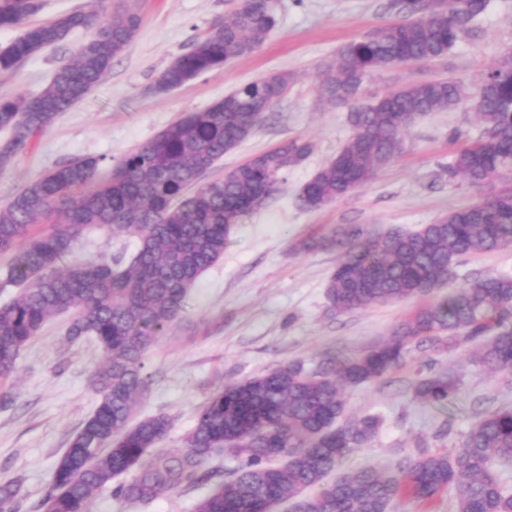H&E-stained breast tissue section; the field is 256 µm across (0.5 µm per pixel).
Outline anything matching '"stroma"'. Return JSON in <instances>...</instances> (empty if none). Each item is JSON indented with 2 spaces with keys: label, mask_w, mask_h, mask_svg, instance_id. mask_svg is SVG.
<instances>
[{
  "label": "stroma",
  "mask_w": 512,
  "mask_h": 512,
  "mask_svg": "<svg viewBox=\"0 0 512 512\" xmlns=\"http://www.w3.org/2000/svg\"><path fill=\"white\" fill-rule=\"evenodd\" d=\"M133 3L142 15L135 40L82 101L0 173V204L57 164L94 155L111 166L183 113L205 108L272 72L292 75L286 94L256 133L225 155L213 177L285 140L314 144L313 153L289 170L273 197L235 226L223 258L191 289L181 321L148 354L151 378L139 414L169 416L173 426L164 446L177 449L198 407L222 386L299 359L312 367L333 352L359 353L386 339L413 310V303L394 302L347 315L331 312L325 287L340 254L334 249L296 252L301 239L344 224H366L375 232L414 230L450 209L496 194L512 184V176L480 188L448 176L460 141L482 133L474 111L462 106L418 118L401 152L352 196L303 209L297 203L302 186L352 134L346 108L321 98L317 74L335 62L344 44L401 20L395 0H277V26L259 50L164 95L150 92L160 72L196 37L232 16L240 0ZM477 27V36L461 37L441 59L375 76L364 85L363 99L437 76L477 84L512 50V0H488ZM88 36V31H74L15 72L0 74V97L39 92L58 67L74 60ZM456 132L461 135L457 142L452 139ZM64 330V318L50 320L4 383L15 407L0 412V483L22 478L20 512H30L43 496L58 458L96 406L91 382L101 351L89 340L67 344ZM430 356L437 369L458 380L451 412L414 399L411 382L420 362L413 356L378 382L345 390L347 417L376 414L383 425L369 449L345 459L344 469L392 467L421 440L434 451L453 450L485 412L512 408V372L488 373L470 363L463 348L434 350Z\"/></svg>",
  "instance_id": "35a3bbf8"
}]
</instances>
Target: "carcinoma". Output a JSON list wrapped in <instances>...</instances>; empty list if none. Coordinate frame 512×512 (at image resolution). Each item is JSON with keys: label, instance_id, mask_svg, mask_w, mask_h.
Here are the masks:
<instances>
[{"label": "carcinoma", "instance_id": "1", "mask_svg": "<svg viewBox=\"0 0 512 512\" xmlns=\"http://www.w3.org/2000/svg\"><path fill=\"white\" fill-rule=\"evenodd\" d=\"M488 0H401L409 18L354 39L321 73L325 94L348 107L353 133L320 167L298 197L308 210L344 199L364 186L402 149L415 118L464 105L484 133L457 151L449 168L472 186L512 168V52L501 57L469 93L457 78L409 81L368 104L365 82L381 71L426 63L450 51L487 9ZM36 0H0V29L21 27L0 47V72L64 40L93 30L73 62L59 67L38 94L0 99V172L38 132L82 101L132 44L142 23L131 6L112 13L74 11L34 24ZM276 26L273 0H242L231 18L193 40L160 72L151 92L166 94L259 49ZM290 77L274 72L234 89L209 106L186 112L107 171L85 156L27 182L0 206V380L15 371L25 347L57 316L65 340L99 346L97 405L70 439L34 512H94L104 490L123 504L147 507L179 488L208 486L193 512H391L397 500H434L453 490L456 512H512V490L496 466L512 462V408L486 413L454 454L419 445L393 470L368 465L334 479L346 455L369 446L381 418L343 421V390L372 383L405 361L412 349L470 345L472 361L490 373L512 372V275L465 279L456 291L419 307L389 339L313 368L292 361L228 384L197 410L177 451H160L172 421L135 419L148 385L145 360L158 338L181 319L197 279L223 256L235 226L263 206L288 170L314 150L294 139L254 155L224 178L206 180L224 154L252 137L281 100ZM51 221L32 231L39 219ZM133 237L134 250L96 261L77 255L84 231ZM342 255L326 284L330 310L351 314L371 305L430 295L455 276L461 259L512 246V189L448 211L417 230L373 233L346 224L327 240L305 238L311 251L325 242ZM422 403L448 408L456 383L427 372L412 384ZM216 453L236 465L221 480L208 467ZM22 480L0 484V512H19Z\"/></svg>", "mask_w": 512, "mask_h": 512}]
</instances>
